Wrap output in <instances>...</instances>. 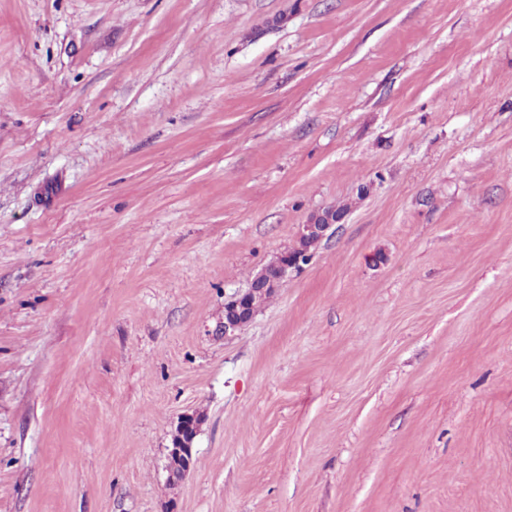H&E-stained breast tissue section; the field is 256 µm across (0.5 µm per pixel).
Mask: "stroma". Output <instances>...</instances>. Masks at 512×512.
I'll use <instances>...</instances> for the list:
<instances>
[{
	"instance_id": "stroma-1",
	"label": "stroma",
	"mask_w": 512,
	"mask_h": 512,
	"mask_svg": "<svg viewBox=\"0 0 512 512\" xmlns=\"http://www.w3.org/2000/svg\"><path fill=\"white\" fill-rule=\"evenodd\" d=\"M0 512H512V0H0ZM340 214L336 210H326L313 218L308 224H302L300 229V238L316 239L321 241L332 228V226L341 221ZM308 256V251L286 250L276 257L275 262L264 266L245 291L230 295L224 302V325L221 327L224 337L234 336L253 318L255 313L249 304L251 293L275 288L288 278L290 273L299 270L303 264V257ZM194 414H185L179 421L182 430L181 440L174 445L169 454L168 480L170 482H179L191 469L192 443L195 433Z\"/></svg>"
}]
</instances>
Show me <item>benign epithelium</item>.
<instances>
[{
	"label": "benign epithelium",
	"instance_id": "obj_1",
	"mask_svg": "<svg viewBox=\"0 0 512 512\" xmlns=\"http://www.w3.org/2000/svg\"><path fill=\"white\" fill-rule=\"evenodd\" d=\"M338 222H340V215L336 214L334 210H326L309 223L301 225L300 237L320 241ZM306 256H308L306 251L286 250L280 253L275 262L261 269L246 290L230 295L224 302V325L222 326L224 335H235L253 318L254 311L249 304L250 294L275 288L288 278L290 273L301 268L302 260ZM195 420V415L185 414L179 421L182 437L169 454L168 480L171 482L182 480L191 469Z\"/></svg>",
	"mask_w": 512,
	"mask_h": 512
}]
</instances>
